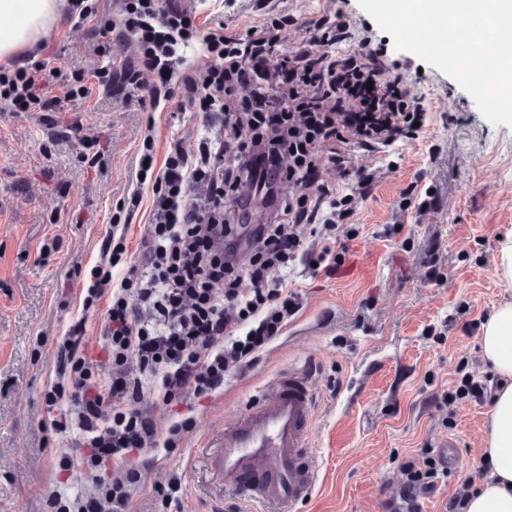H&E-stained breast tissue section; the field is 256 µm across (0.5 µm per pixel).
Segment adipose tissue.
I'll return each instance as SVG.
<instances>
[{"mask_svg":"<svg viewBox=\"0 0 512 512\" xmlns=\"http://www.w3.org/2000/svg\"><path fill=\"white\" fill-rule=\"evenodd\" d=\"M61 0H0V60L33 48L60 18ZM484 363L499 378L490 409L480 487L465 498L464 512H512V301L499 305L482 327Z\"/></svg>","mask_w":512,"mask_h":512,"instance_id":"1","label":"adipose tissue"}]
</instances>
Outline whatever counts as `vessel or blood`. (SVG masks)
Listing matches in <instances>:
<instances>
[{"instance_id": "obj_1", "label": "vessel or blood", "mask_w": 512, "mask_h": 512, "mask_svg": "<svg viewBox=\"0 0 512 512\" xmlns=\"http://www.w3.org/2000/svg\"><path fill=\"white\" fill-rule=\"evenodd\" d=\"M310 378L305 368L280 375L267 400L208 442L215 469L261 512L296 506L314 490L316 473L306 462L315 407Z\"/></svg>"}]
</instances>
